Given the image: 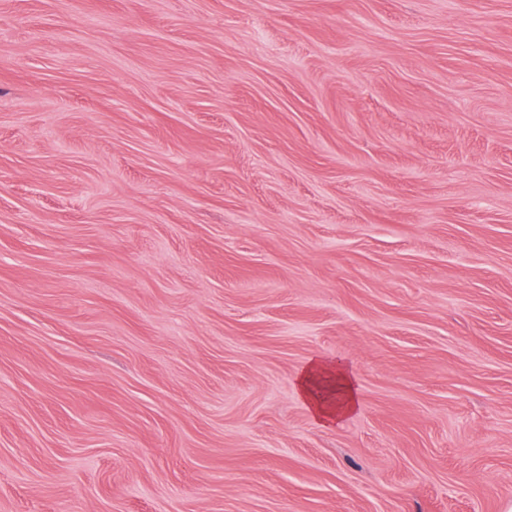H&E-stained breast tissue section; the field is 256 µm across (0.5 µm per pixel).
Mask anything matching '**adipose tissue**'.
Returning <instances> with one entry per match:
<instances>
[{
  "label": "adipose tissue",
  "mask_w": 512,
  "mask_h": 512,
  "mask_svg": "<svg viewBox=\"0 0 512 512\" xmlns=\"http://www.w3.org/2000/svg\"><path fill=\"white\" fill-rule=\"evenodd\" d=\"M296 387L315 419L340 423L359 407L356 379L341 363L311 359L296 375Z\"/></svg>",
  "instance_id": "obj_1"
}]
</instances>
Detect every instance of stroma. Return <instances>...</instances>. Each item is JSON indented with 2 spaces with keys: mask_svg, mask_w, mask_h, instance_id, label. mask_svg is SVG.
<instances>
[{
  "mask_svg": "<svg viewBox=\"0 0 512 512\" xmlns=\"http://www.w3.org/2000/svg\"><path fill=\"white\" fill-rule=\"evenodd\" d=\"M510 503L512 0H0V512ZM296 387L315 419L340 423L359 408L356 379L339 362L311 359L296 375Z\"/></svg>",
  "mask_w": 512,
  "mask_h": 512,
  "instance_id": "35a3bbf8",
  "label": "stroma"
}]
</instances>
